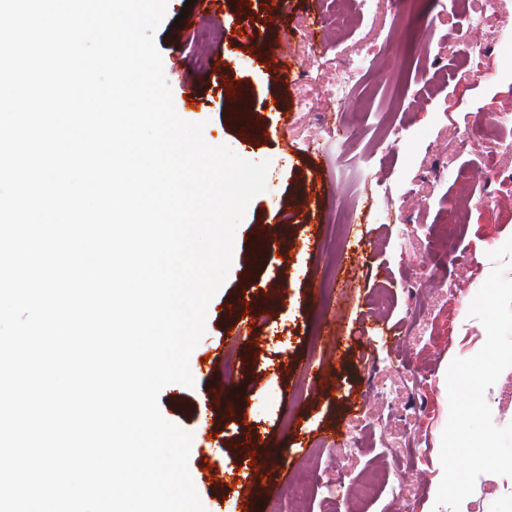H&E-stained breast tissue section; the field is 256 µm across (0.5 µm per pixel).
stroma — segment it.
<instances>
[{"label":"stroma","mask_w":512,"mask_h":512,"mask_svg":"<svg viewBox=\"0 0 512 512\" xmlns=\"http://www.w3.org/2000/svg\"><path fill=\"white\" fill-rule=\"evenodd\" d=\"M486 2L371 0L362 11L354 0H167L154 40L178 115L204 123L207 143L235 146L220 91L235 80L258 131L246 158L270 163L190 355L194 385L159 396L163 417L192 435L188 468L206 512H241L246 500L252 512H290L304 483L302 512H451L436 503L446 372L486 342L460 310L512 238V0ZM278 45L293 60L285 79L260 61ZM223 52L225 76L213 66ZM342 80L340 97L329 87ZM274 97L282 111H269ZM313 184L315 222L297 207ZM482 197L496 207H477ZM461 216L451 253L434 231ZM264 224L288 234L256 267ZM223 398L234 411L221 421ZM370 477L372 495L359 497ZM462 507L512 512V478L480 475Z\"/></svg>","instance_id":"1"}]
</instances>
